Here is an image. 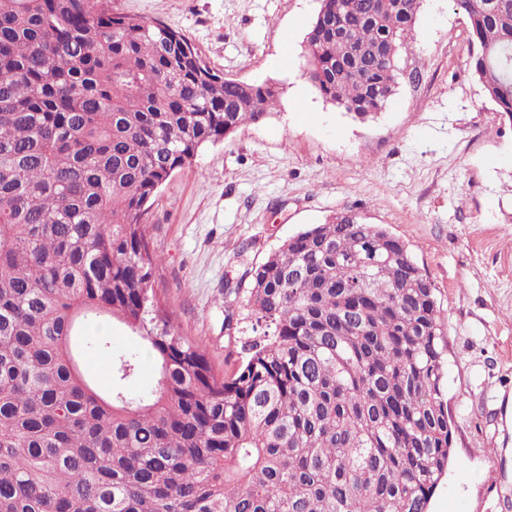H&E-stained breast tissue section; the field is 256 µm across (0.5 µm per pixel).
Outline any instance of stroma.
Masks as SVG:
<instances>
[{
	"mask_svg": "<svg viewBox=\"0 0 512 512\" xmlns=\"http://www.w3.org/2000/svg\"><path fill=\"white\" fill-rule=\"evenodd\" d=\"M320 0H112L184 34L215 71L277 83L261 122L205 146L145 216L157 298L179 334L231 372L253 333L250 271L342 212L383 225L434 288L454 461L429 512H512V120L470 63L453 0H423L395 94L360 121L302 82ZM238 322L225 325V310Z\"/></svg>",
	"mask_w": 512,
	"mask_h": 512,
	"instance_id": "stroma-1",
	"label": "stroma"
}]
</instances>
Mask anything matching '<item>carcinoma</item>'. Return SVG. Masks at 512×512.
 I'll list each match as a JSON object with an SVG mask.
<instances>
[{
    "mask_svg": "<svg viewBox=\"0 0 512 512\" xmlns=\"http://www.w3.org/2000/svg\"><path fill=\"white\" fill-rule=\"evenodd\" d=\"M455 3L512 118V0ZM421 4L322 0L308 82L377 116ZM278 98L111 0H0V512H427L453 461L444 345L433 285L385 227L340 213L254 268L257 337L222 378L158 308L148 202ZM114 320L143 349L73 342ZM145 351L159 380L133 395ZM87 370L97 387L101 391H107L112 385L111 373L108 360L103 355L90 357L89 364L86 365Z\"/></svg>",
    "mask_w": 512,
    "mask_h": 512,
    "instance_id": "cac0c4a2",
    "label": "carcinoma"
}]
</instances>
